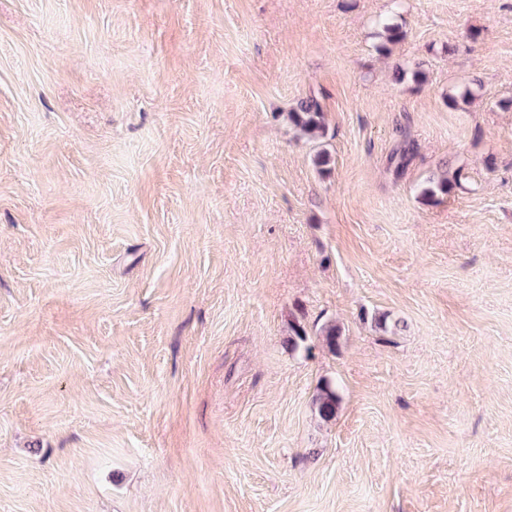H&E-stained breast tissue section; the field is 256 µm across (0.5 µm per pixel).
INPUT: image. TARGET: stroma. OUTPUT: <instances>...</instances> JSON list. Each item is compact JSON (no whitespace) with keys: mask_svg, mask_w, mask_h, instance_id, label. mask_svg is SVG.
Here are the masks:
<instances>
[{"mask_svg":"<svg viewBox=\"0 0 512 512\" xmlns=\"http://www.w3.org/2000/svg\"><path fill=\"white\" fill-rule=\"evenodd\" d=\"M0 512H512V0H0ZM288 120L303 135L309 138L323 137L325 134L321 106L319 102L313 98L302 102L298 111L289 112ZM458 185V173L451 176L446 172L436 179L429 181V185L422 190V197L425 201L434 203L438 201L439 195H448ZM314 402L316 410L322 419L330 420L333 418L339 405V395L336 392L335 386L329 381L323 382L318 388Z\"/></svg>","mask_w":512,"mask_h":512,"instance_id":"1","label":"stroma"}]
</instances>
